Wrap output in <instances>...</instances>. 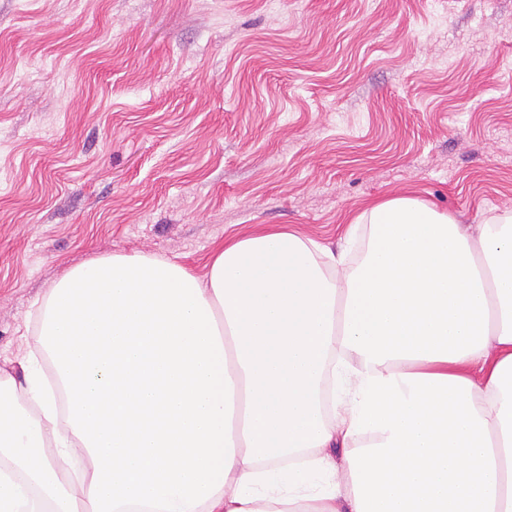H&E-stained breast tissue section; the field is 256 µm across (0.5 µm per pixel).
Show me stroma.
<instances>
[{
  "label": "stroma",
  "mask_w": 512,
  "mask_h": 512,
  "mask_svg": "<svg viewBox=\"0 0 512 512\" xmlns=\"http://www.w3.org/2000/svg\"><path fill=\"white\" fill-rule=\"evenodd\" d=\"M512 213V0H0V370L69 269L371 203Z\"/></svg>",
  "instance_id": "obj_1"
}]
</instances>
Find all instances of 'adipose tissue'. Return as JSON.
<instances>
[{"mask_svg":"<svg viewBox=\"0 0 512 512\" xmlns=\"http://www.w3.org/2000/svg\"><path fill=\"white\" fill-rule=\"evenodd\" d=\"M360 220L353 267L274 228L226 239L203 279L143 255L66 272L36 353L68 409L0 372V406L37 408L0 419V512L21 482L42 512H512V214L473 227L404 196ZM122 374L165 423L116 458L95 421Z\"/></svg>","mask_w":512,"mask_h":512,"instance_id":"ef3b65f1","label":"adipose tissue"}]
</instances>
